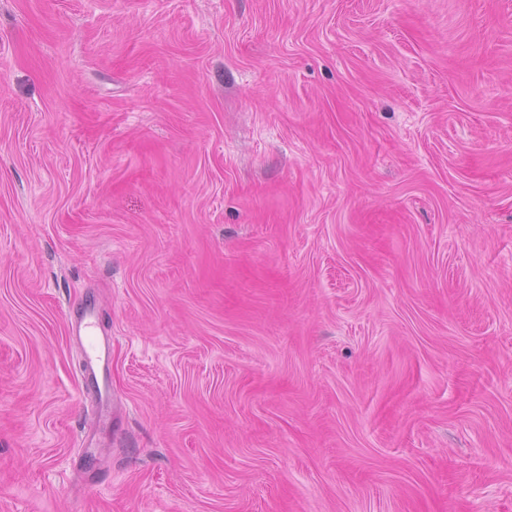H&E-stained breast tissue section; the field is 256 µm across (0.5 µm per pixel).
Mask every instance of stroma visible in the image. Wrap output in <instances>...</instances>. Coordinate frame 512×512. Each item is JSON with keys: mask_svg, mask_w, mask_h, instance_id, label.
<instances>
[{"mask_svg": "<svg viewBox=\"0 0 512 512\" xmlns=\"http://www.w3.org/2000/svg\"><path fill=\"white\" fill-rule=\"evenodd\" d=\"M0 512H512V0H0Z\"/></svg>", "mask_w": 512, "mask_h": 512, "instance_id": "35a3bbf8", "label": "stroma"}]
</instances>
